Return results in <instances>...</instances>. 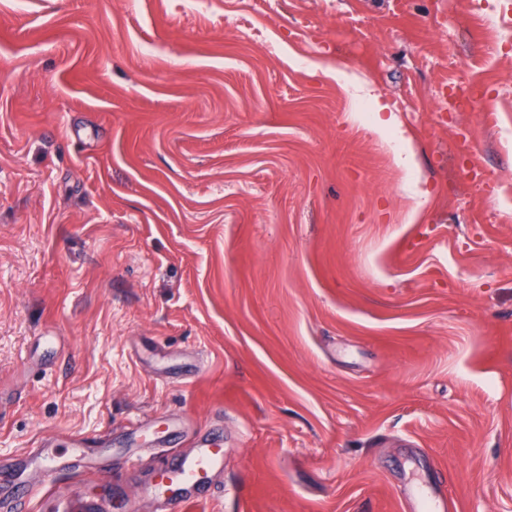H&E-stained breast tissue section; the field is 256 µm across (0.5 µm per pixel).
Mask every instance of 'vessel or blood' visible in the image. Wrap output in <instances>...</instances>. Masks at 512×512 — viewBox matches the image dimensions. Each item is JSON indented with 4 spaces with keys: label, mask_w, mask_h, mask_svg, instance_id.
Here are the masks:
<instances>
[{
    "label": "vessel or blood",
    "mask_w": 512,
    "mask_h": 512,
    "mask_svg": "<svg viewBox=\"0 0 512 512\" xmlns=\"http://www.w3.org/2000/svg\"><path fill=\"white\" fill-rule=\"evenodd\" d=\"M111 439H78L69 455H57L54 449L40 448L29 460L31 467L44 474L62 470L70 464L91 463L101 449L110 447ZM224 464L222 442L216 438L203 440L195 451L175 466L164 470L152 488V493L167 503L166 512H185L190 501L189 491L209 484L214 472ZM0 486L8 490L14 512H25L31 487L22 473L0 469ZM407 497L412 498L418 512H447L448 503L434 491L409 487Z\"/></svg>",
    "instance_id": "vessel-or-blood-1"
}]
</instances>
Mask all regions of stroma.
Listing matches in <instances>:
<instances>
[{
  "mask_svg": "<svg viewBox=\"0 0 512 512\" xmlns=\"http://www.w3.org/2000/svg\"><path fill=\"white\" fill-rule=\"evenodd\" d=\"M0 388L29 512H512V0H0ZM110 446H112V437L91 440L80 438L74 443L69 456H59L55 454L54 448H46L45 437L37 454L30 457L29 465L41 469L49 477L53 472L62 470L72 463H79L81 466L91 463L101 448H110ZM223 443L217 438L204 439L195 451L175 466L164 470L150 491L167 502L166 512H183L190 501V488L209 484L214 472L224 464ZM403 495L414 500L416 510L422 512H446L448 510V502L437 495L431 488L425 491L410 486Z\"/></svg>",
  "mask_w": 512,
  "mask_h": 512,
  "instance_id": "stroma-1",
  "label": "stroma"
}]
</instances>
